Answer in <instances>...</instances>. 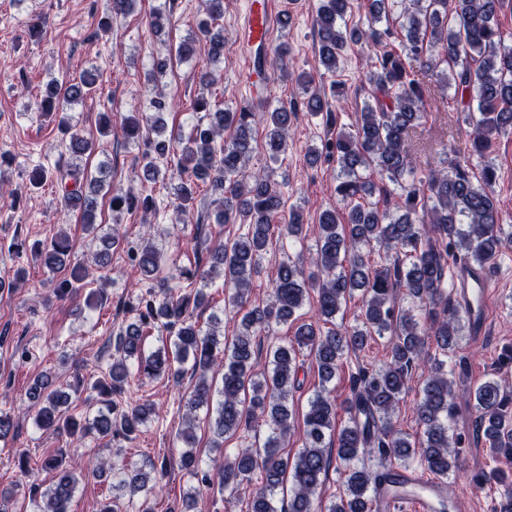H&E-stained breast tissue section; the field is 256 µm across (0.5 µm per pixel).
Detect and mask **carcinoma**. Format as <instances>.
Wrapping results in <instances>:
<instances>
[{
    "label": "carcinoma",
    "mask_w": 512,
    "mask_h": 512,
    "mask_svg": "<svg viewBox=\"0 0 512 512\" xmlns=\"http://www.w3.org/2000/svg\"><path fill=\"white\" fill-rule=\"evenodd\" d=\"M136 2L111 0L98 29L111 30L112 19L132 12ZM510 4L508 0H368L372 25L364 29L348 26L351 0H321L315 19L319 67L337 73L352 45L386 50L368 72L371 100L364 102L352 128L339 131L308 154L311 164L324 154L336 159L335 192L341 207L319 214L314 252L279 263L271 298L262 306L251 304L250 295L253 279L262 272L271 228L278 224L281 235L298 239L304 220L300 210L286 207L279 185L267 170H248L254 129L263 124L269 159L278 161L288 148L290 127L299 112L319 116L328 126L337 124L333 101L342 98L339 85H333L329 97L316 84L314 73L303 71L297 76L301 100L260 112L250 107L221 109L200 96L193 104L200 117L190 134L167 136L163 120L167 102L157 85L167 63L160 62L147 76L150 113L132 112L122 127L126 142L141 150L143 180L156 183L165 178L168 159L177 158L178 183L171 200L175 222L200 223L194 204L196 189L203 183L216 196V223L238 218L248 224V233L206 245V260L180 271L189 284L199 282L202 287L151 291L149 298L139 301L133 321L116 334L112 363L96 383L100 400L95 414L79 417L68 412L71 394L49 389L44 379L34 382L29 395L38 405L36 426L76 442L92 433L119 434L131 440L155 415L149 401L121 399L131 366L145 378L178 377L189 363L198 378L185 400L184 428L179 433L185 450L178 468L197 485L168 512H194L200 485L209 480L194 451V413L201 408L213 414L217 448L226 437L262 424L268 428L264 448H239L232 458L212 460L224 487L236 493L248 491V512H277L275 498L287 482L291 483L288 512H371L378 490L392 482L394 459L405 469L418 463L447 485L448 476L460 470V448L465 443L448 426L455 407L448 353L458 347L469 322L448 294V259L486 272L501 248L512 242L495 195L497 171L487 160L493 139L512 134V43L506 42L497 20L498 12ZM205 15L198 30L209 42L212 63L217 64L224 59V29L216 30L214 25L224 15V0H206ZM382 18L388 26L374 27ZM393 37L398 46L391 48L388 40ZM259 64L287 73L288 47L278 48ZM97 81L98 74L91 71L65 83L51 80L37 106L58 117L64 135L61 145L70 161L56 169L57 184L64 205L81 212L92 234L94 265L100 268L108 262L117 233L95 234V196L103 180L89 175L81 161L96 143L73 130L64 109L92 96ZM450 88L454 89L451 105L446 94ZM430 102L438 112L456 113L457 121L471 129L469 153L486 159L479 178L461 163L452 143L444 145L439 164L416 162L409 139ZM393 196L399 203L392 207ZM110 208L116 214L148 212L155 209V201L131 190L114 189ZM364 247L378 252V265L371 267L364 261ZM40 257L52 273L71 268L70 278L56 290L58 297L88 286L89 266L75 261L66 234L45 244ZM133 259L150 277L158 270L163 252L147 237L135 248ZM218 277L223 279L224 308L241 315L239 331L229 342L218 339L221 320L217 316H211L205 327L194 316L209 305L206 287ZM357 291L362 302L360 324H333L342 303ZM312 293L318 320L327 327L304 323L288 343L267 346L269 369L257 376L253 372L256 336L288 322ZM406 300L412 306L404 307ZM153 330L168 332L169 343L147 355L145 340ZM375 335L389 336L386 358L359 367L351 375L348 395L337 401L327 384L336 378L344 358L363 351ZM305 351L315 361L320 385L304 415L303 448L290 459L281 448L292 427L294 414L288 400L300 388L298 358ZM425 360L430 362L428 375L415 409L422 433L412 439L397 428L393 416L411 372ZM471 401L476 433L497 466L471 476L470 482L478 491L497 485L499 512H512V389L489 378L475 387ZM341 413L346 421L340 426ZM172 466L167 457L151 463L149 473L119 460L98 462L92 475L112 479L115 491L100 503L99 512H120L126 492L131 497L149 495L151 479L166 477ZM40 468L52 474V482L46 487L30 485L33 512H69L82 474L56 450L42 459ZM332 470L344 476L343 488L325 505L315 495ZM256 473L260 482L253 486Z\"/></svg>",
    "instance_id": "obj_1"
}]
</instances>
